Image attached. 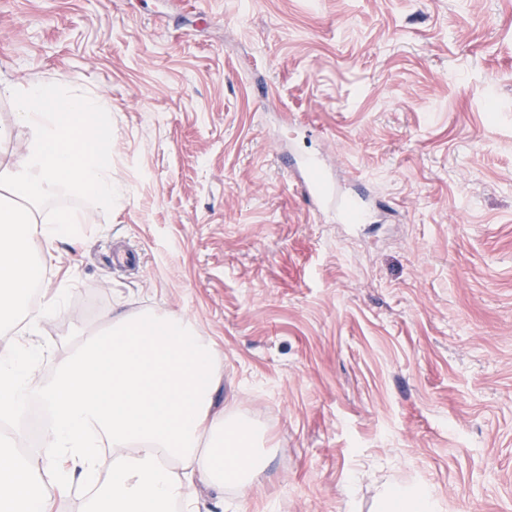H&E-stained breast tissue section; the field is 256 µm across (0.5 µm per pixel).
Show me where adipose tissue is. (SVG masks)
Here are the masks:
<instances>
[{"mask_svg":"<svg viewBox=\"0 0 512 512\" xmlns=\"http://www.w3.org/2000/svg\"><path fill=\"white\" fill-rule=\"evenodd\" d=\"M14 127H0L13 143L0 169V420L14 421L29 398L49 415L44 446L30 460L0 442V512H55L74 484L90 494L84 512H213L191 487L246 496L266 467L262 432L247 415L224 412L219 353L184 317L154 310L106 319L50 381L38 384L42 355L33 341L41 321L66 306L64 293L37 304L30 290L53 259L54 241L89 214L77 208L43 212L52 194L69 192L102 208L123 188L112 178L105 132L90 125L110 99L80 84L44 80L0 83ZM112 461L102 466L101 452ZM384 512H439L422 484L391 483L381 492Z\"/></svg>","mask_w":512,"mask_h":512,"instance_id":"ef3b65f1","label":"adipose tissue"}]
</instances>
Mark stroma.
Wrapping results in <instances>:
<instances>
[{
	"mask_svg": "<svg viewBox=\"0 0 512 512\" xmlns=\"http://www.w3.org/2000/svg\"><path fill=\"white\" fill-rule=\"evenodd\" d=\"M80 80L111 208L55 244L36 379L106 315L162 308L217 345L219 400L269 462L223 512H512V0H0V82ZM322 160L367 220L308 210ZM130 248L140 267L119 268ZM386 512H439L440 503L423 484L391 483L381 492Z\"/></svg>",
	"mask_w": 512,
	"mask_h": 512,
	"instance_id": "obj_1",
	"label": "stroma"
}]
</instances>
